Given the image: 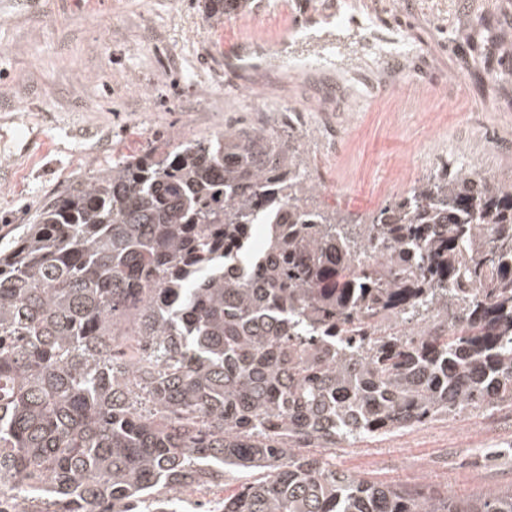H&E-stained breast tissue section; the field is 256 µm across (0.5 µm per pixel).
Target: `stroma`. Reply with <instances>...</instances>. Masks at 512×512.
I'll return each mask as SVG.
<instances>
[{
    "mask_svg": "<svg viewBox=\"0 0 512 512\" xmlns=\"http://www.w3.org/2000/svg\"><path fill=\"white\" fill-rule=\"evenodd\" d=\"M408 24L407 54L434 83L402 73L399 92L359 86L330 100L322 79L283 65L274 83L230 75L238 41L277 46L297 15L335 12L315 27L346 51L336 77L376 79L344 0H251L206 19L203 0H0V238L94 171L221 130L291 137L317 199L364 224L430 173L475 171L512 185V0H357ZM331 468L452 501L512 489V407L439 418L326 451Z\"/></svg>",
    "mask_w": 512,
    "mask_h": 512,
    "instance_id": "35a3bbf8",
    "label": "stroma"
}]
</instances>
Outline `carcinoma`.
Instances as JSON below:
<instances>
[{"mask_svg":"<svg viewBox=\"0 0 512 512\" xmlns=\"http://www.w3.org/2000/svg\"><path fill=\"white\" fill-rule=\"evenodd\" d=\"M314 191L289 141L226 130L94 172L3 243L0 512H191L229 469L254 478L205 512H512L317 453L512 406V186L436 172L368 224Z\"/></svg>","mask_w":512,"mask_h":512,"instance_id":"cac0c4a2","label":"carcinoma"}]
</instances>
